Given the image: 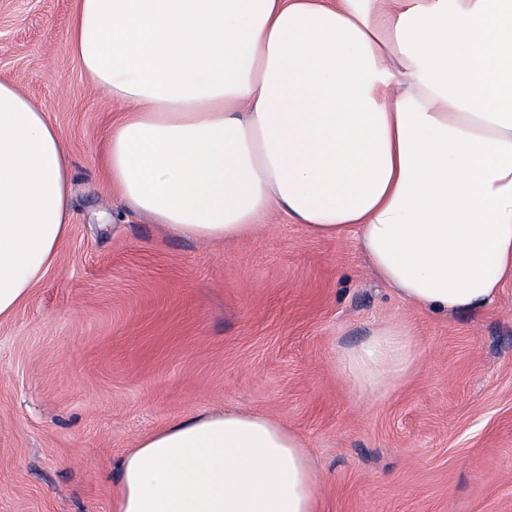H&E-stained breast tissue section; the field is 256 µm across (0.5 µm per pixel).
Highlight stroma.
I'll use <instances>...</instances> for the list:
<instances>
[{
	"label": "stroma",
	"mask_w": 512,
	"mask_h": 512,
	"mask_svg": "<svg viewBox=\"0 0 512 512\" xmlns=\"http://www.w3.org/2000/svg\"><path fill=\"white\" fill-rule=\"evenodd\" d=\"M76 0H0V79L72 160L70 229L0 321V512H114L122 455L174 420L240 407L300 433L319 512H512V281L442 319L398 298L354 237L287 215L231 243L127 211L101 161L120 104L69 50ZM404 320L417 370L358 398L327 361Z\"/></svg>",
	"instance_id": "obj_1"
}]
</instances>
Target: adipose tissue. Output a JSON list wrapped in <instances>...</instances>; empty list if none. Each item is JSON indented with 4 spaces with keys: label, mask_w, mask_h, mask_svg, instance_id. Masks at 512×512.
I'll list each match as a JSON object with an SVG mask.
<instances>
[{
    "label": "adipose tissue",
    "mask_w": 512,
    "mask_h": 512,
    "mask_svg": "<svg viewBox=\"0 0 512 512\" xmlns=\"http://www.w3.org/2000/svg\"><path fill=\"white\" fill-rule=\"evenodd\" d=\"M70 51L123 105L105 143L127 209L195 241L271 212L355 234L403 301L478 313L512 280V0H77ZM71 159L0 80V320L53 265ZM419 362L395 321L331 352L363 398ZM116 512H318L305 439L263 413L202 412L137 441Z\"/></svg>",
    "instance_id": "ef3b65f1"
}]
</instances>
